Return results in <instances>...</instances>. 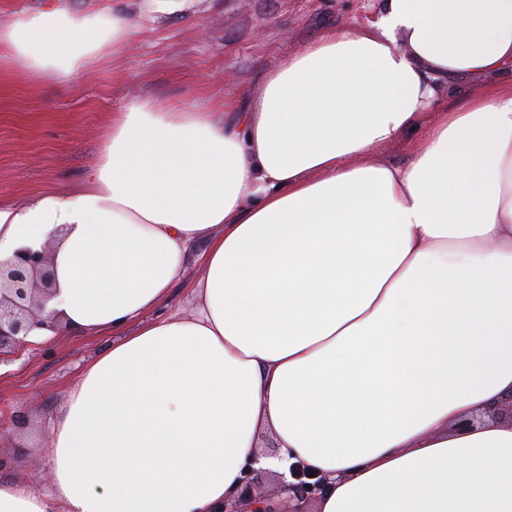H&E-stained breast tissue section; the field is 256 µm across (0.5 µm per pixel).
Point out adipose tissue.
<instances>
[{
    "label": "adipose tissue",
    "instance_id": "obj_1",
    "mask_svg": "<svg viewBox=\"0 0 512 512\" xmlns=\"http://www.w3.org/2000/svg\"><path fill=\"white\" fill-rule=\"evenodd\" d=\"M377 34L326 30L223 112H114L86 186L0 206V262L56 244L60 329L113 334L49 417L45 489L0 512H222L269 431L318 512H512V425H452L512 394V0H383ZM127 17L65 0L0 31L64 79L120 56ZM484 95L438 112L434 80ZM202 246L192 315L143 322ZM434 118L435 114L433 112H422L413 129L402 131L393 142L373 147L369 152L367 160L371 162L405 165L410 160L409 144L416 140L424 130L428 128Z\"/></svg>",
    "mask_w": 512,
    "mask_h": 512
}]
</instances>
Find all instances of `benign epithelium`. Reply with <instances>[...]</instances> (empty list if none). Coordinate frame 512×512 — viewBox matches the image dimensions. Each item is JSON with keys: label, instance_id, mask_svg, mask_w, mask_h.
<instances>
[{"label": "benign epithelium", "instance_id": "7a95c632", "mask_svg": "<svg viewBox=\"0 0 512 512\" xmlns=\"http://www.w3.org/2000/svg\"><path fill=\"white\" fill-rule=\"evenodd\" d=\"M51 241L41 249H25L8 262H0V354L6 348L27 345L28 331L35 325H54L53 316L45 314L53 294L49 255ZM292 480H283L274 496L249 492L250 474L244 476L240 495L224 500L223 512H301L299 506L316 500L327 478L294 467Z\"/></svg>", "mask_w": 512, "mask_h": 512}]
</instances>
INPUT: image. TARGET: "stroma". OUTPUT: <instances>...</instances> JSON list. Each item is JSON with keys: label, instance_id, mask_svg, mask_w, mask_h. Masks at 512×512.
Wrapping results in <instances>:
<instances>
[{"label": "stroma", "instance_id": "1", "mask_svg": "<svg viewBox=\"0 0 512 512\" xmlns=\"http://www.w3.org/2000/svg\"><path fill=\"white\" fill-rule=\"evenodd\" d=\"M78 13L115 10L137 23L119 63L103 61L59 79L32 77L20 63L0 67V205L80 190L99 140L120 100L145 95L161 107L201 108L258 94L263 77L331 27L369 32L381 0H68ZM373 147L369 161L403 165L409 145L431 121ZM205 275L191 259L168 300L148 319L190 315ZM106 336L58 333L41 347L0 356V460L6 477L29 483L43 475L44 417L61 405Z\"/></svg>", "mask_w": 512, "mask_h": 512}]
</instances>
